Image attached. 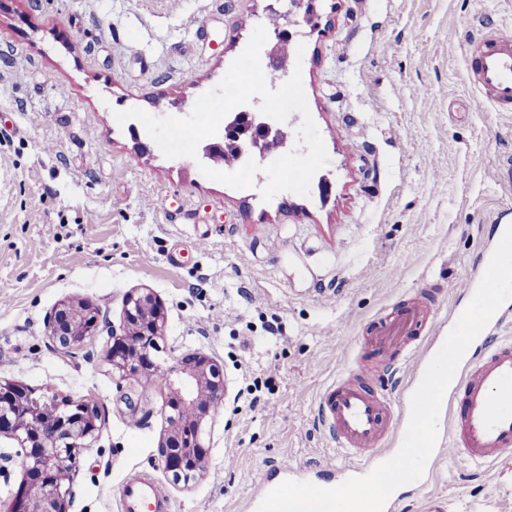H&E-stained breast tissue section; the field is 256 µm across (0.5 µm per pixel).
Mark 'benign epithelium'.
Instances as JSON below:
<instances>
[{"label":"benign epithelium","instance_id":"7a95c632","mask_svg":"<svg viewBox=\"0 0 512 512\" xmlns=\"http://www.w3.org/2000/svg\"><path fill=\"white\" fill-rule=\"evenodd\" d=\"M275 37L268 56L280 70L286 62L282 44L292 36L279 29ZM226 145L263 154L283 143L276 123L258 122L255 109L246 108L224 126L220 141L204 147L203 155L213 158ZM162 331L163 313L156 297L135 290L126 297L121 324L108 331L111 345L106 358L116 384L145 376L166 393V407L182 413L183 429L168 430L158 457L173 481L187 484L206 470L210 446L204 438V421L224 404V378L219 365L200 352L183 353L170 365L156 361ZM98 335L99 309L82 299L64 300L50 313L48 337L60 353L74 354ZM99 422L98 406L91 400L64 405L36 395L22 382L0 378V434L17 440L22 465L20 487L3 504V512H69L71 487L55 476L60 472L75 476L79 450L95 436Z\"/></svg>","mask_w":512,"mask_h":512}]
</instances>
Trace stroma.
Instances as JSON below:
<instances>
[{
  "label": "stroma",
  "mask_w": 512,
  "mask_h": 512,
  "mask_svg": "<svg viewBox=\"0 0 512 512\" xmlns=\"http://www.w3.org/2000/svg\"><path fill=\"white\" fill-rule=\"evenodd\" d=\"M273 0H0V377L94 400L70 512H122L145 475L169 512H242L272 464L334 460L323 389L351 361L389 372L377 321L427 294L438 319L497 241L512 208L494 180L512 162V115L475 107L467 39L512 25V0H320L317 28L290 17L328 197L263 201L166 157L114 113L187 117L174 101L213 89L267 25ZM165 313L157 359L198 351L223 368L204 475L174 484L157 457L165 394L116 384L99 336L56 353L47 319L80 298L120 324L128 292ZM400 512H512V457L444 458L404 489Z\"/></svg>",
  "instance_id": "1"
}]
</instances>
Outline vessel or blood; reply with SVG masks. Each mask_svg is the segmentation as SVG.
<instances>
[{
  "mask_svg": "<svg viewBox=\"0 0 512 512\" xmlns=\"http://www.w3.org/2000/svg\"><path fill=\"white\" fill-rule=\"evenodd\" d=\"M470 79L477 88V106L512 110V29L500 27L469 40ZM512 322V306H501L480 333L483 351L457 373L441 408L448 415V443L435 448L426 468L435 470L444 457L461 455L475 463H492L512 455V344H503L495 334ZM427 338H419V329ZM445 330L433 319L420 299L405 305L396 317L377 323L370 338L381 353L402 355L414 369L428 366L430 343ZM398 408L392 397L374 390L367 371L346 368L326 389L319 415L338 448L350 457L344 468L327 463V472L342 471L351 478L369 473L391 458L386 442L391 434H405L397 426ZM296 468L283 460L261 481L245 502L244 512H257L268 492L293 478ZM123 512H165L166 501L149 478H134L124 485Z\"/></svg>",
  "mask_w": 512,
  "mask_h": 512,
  "instance_id": "1",
  "label": "vessel or blood"
}]
</instances>
